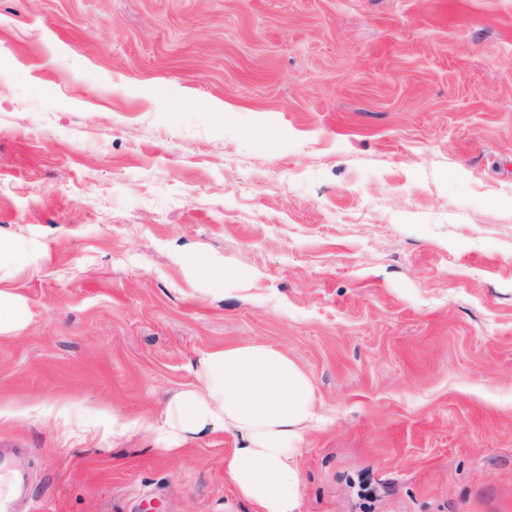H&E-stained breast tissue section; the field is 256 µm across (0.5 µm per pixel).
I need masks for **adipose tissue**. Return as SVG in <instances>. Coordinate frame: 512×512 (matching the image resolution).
I'll return each mask as SVG.
<instances>
[{
	"label": "adipose tissue",
	"instance_id": "1",
	"mask_svg": "<svg viewBox=\"0 0 512 512\" xmlns=\"http://www.w3.org/2000/svg\"><path fill=\"white\" fill-rule=\"evenodd\" d=\"M47 254L32 238L0 239V334L27 323L24 298L9 283L18 266ZM197 385L174 394L157 419L138 430L155 449L178 452L190 439L223 426L236 440L224 471L254 512H299V456L318 422L312 384L297 363L267 344L233 345L201 354L191 363Z\"/></svg>",
	"mask_w": 512,
	"mask_h": 512
}]
</instances>
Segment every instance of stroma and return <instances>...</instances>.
<instances>
[{
    "label": "stroma",
    "mask_w": 512,
    "mask_h": 512,
    "mask_svg": "<svg viewBox=\"0 0 512 512\" xmlns=\"http://www.w3.org/2000/svg\"><path fill=\"white\" fill-rule=\"evenodd\" d=\"M0 445L35 512H251L205 351L309 376L301 512H512V0H0ZM68 404V420L51 413ZM47 255L46 246L32 238H0V334H11L22 330L27 323V308L24 298L7 286L17 270L34 257Z\"/></svg>",
    "instance_id": "obj_1"
}]
</instances>
